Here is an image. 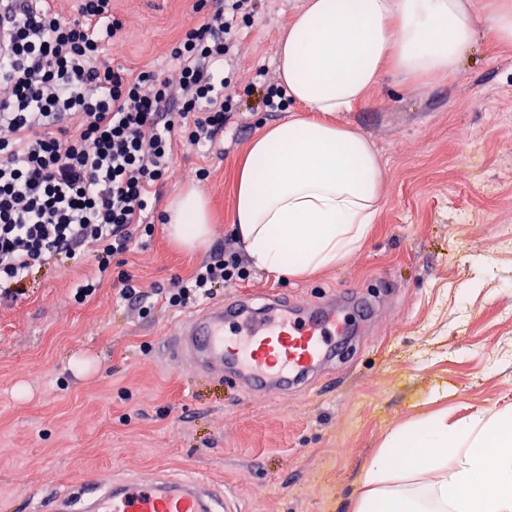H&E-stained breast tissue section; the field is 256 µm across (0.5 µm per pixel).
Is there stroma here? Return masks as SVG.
<instances>
[{"label":"stroma","instance_id":"35a3bbf8","mask_svg":"<svg viewBox=\"0 0 512 512\" xmlns=\"http://www.w3.org/2000/svg\"><path fill=\"white\" fill-rule=\"evenodd\" d=\"M304 0H258L235 50L238 87L257 72L278 83L276 42ZM123 30L106 50L133 72L173 71L171 45L192 0H114ZM234 113L215 146L181 143L157 211L185 184L209 203L206 246L187 251L155 221L99 273L85 257L34 268L25 295L0 301V512H41L107 472H188L234 495L241 512H353L387 434L444 413L464 423L512 411V48L482 35L452 77L413 92L384 74L342 121L378 150L382 203L365 241L303 279L251 270L214 301L281 293L315 305L333 290L373 315L307 384L263 394L164 358L199 305L172 308L173 282L233 238L235 172L263 128L299 113ZM131 275L149 296L138 312L119 296ZM99 286L86 301L78 285Z\"/></svg>","mask_w":512,"mask_h":512}]
</instances>
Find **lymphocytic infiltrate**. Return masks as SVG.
I'll return each instance as SVG.
<instances>
[{"instance_id": "lymphocytic-infiltrate-1", "label": "lymphocytic infiltrate", "mask_w": 512, "mask_h": 512, "mask_svg": "<svg viewBox=\"0 0 512 512\" xmlns=\"http://www.w3.org/2000/svg\"><path fill=\"white\" fill-rule=\"evenodd\" d=\"M257 0H194L169 55L172 74L112 66L122 30L112 0H77L67 19L49 0H18L0 38V297L26 292L33 268L78 255L106 272L152 215L154 189L173 175L178 140L212 147L234 91L222 69ZM248 260L225 240L177 282L173 308L246 277Z\"/></svg>"}]
</instances>
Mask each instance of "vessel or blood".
Wrapping results in <instances>:
<instances>
[{"label": "vessel or blood", "instance_id": "obj_1", "mask_svg": "<svg viewBox=\"0 0 512 512\" xmlns=\"http://www.w3.org/2000/svg\"><path fill=\"white\" fill-rule=\"evenodd\" d=\"M334 297L304 306L272 296L256 303L245 294L199 313L166 341L177 361L201 372L237 378L260 391H287L334 355L337 341L351 335L346 309ZM50 512H237L223 489L196 478L122 479L96 476L53 500Z\"/></svg>", "mask_w": 512, "mask_h": 512}]
</instances>
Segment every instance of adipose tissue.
<instances>
[{"label":"adipose tissue","mask_w":512,"mask_h":512,"mask_svg":"<svg viewBox=\"0 0 512 512\" xmlns=\"http://www.w3.org/2000/svg\"><path fill=\"white\" fill-rule=\"evenodd\" d=\"M512 47V0H305L277 44L279 80L306 117L268 127L237 172L233 222L255 267L303 277L366 238L384 170L361 134L335 122L385 72L407 87L453 76L480 35ZM169 229L194 249L210 236L205 197L182 189ZM354 512H512V413L452 425L433 414L393 429Z\"/></svg>","instance_id":"ef3b65f1"}]
</instances>
